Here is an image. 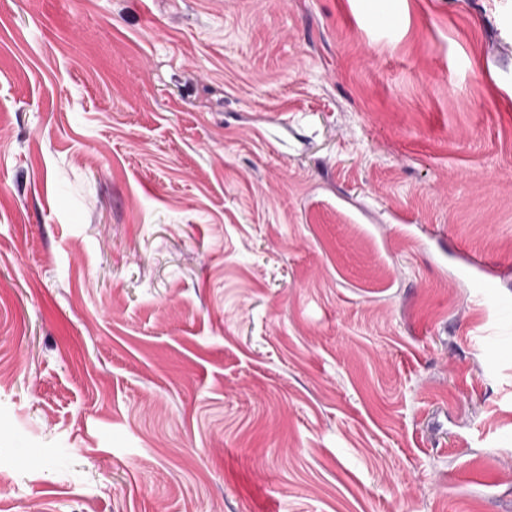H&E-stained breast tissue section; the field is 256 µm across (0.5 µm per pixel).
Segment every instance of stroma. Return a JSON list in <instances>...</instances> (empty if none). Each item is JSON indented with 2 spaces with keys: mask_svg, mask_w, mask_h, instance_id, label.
<instances>
[{
  "mask_svg": "<svg viewBox=\"0 0 512 512\" xmlns=\"http://www.w3.org/2000/svg\"><path fill=\"white\" fill-rule=\"evenodd\" d=\"M501 322L512 0H0V512H512Z\"/></svg>",
  "mask_w": 512,
  "mask_h": 512,
  "instance_id": "stroma-1",
  "label": "stroma"
}]
</instances>
